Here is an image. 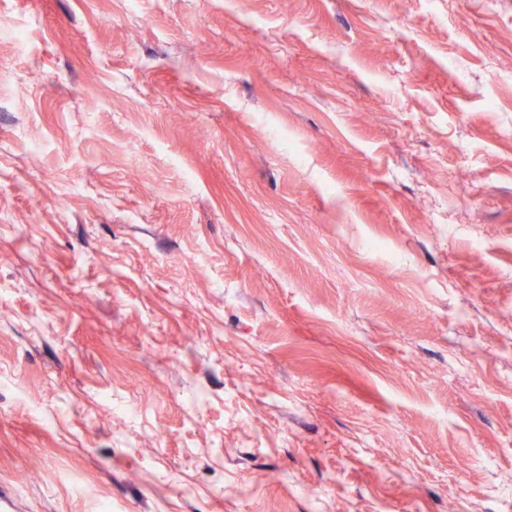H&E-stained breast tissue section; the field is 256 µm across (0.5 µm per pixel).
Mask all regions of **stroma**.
Here are the masks:
<instances>
[{
  "label": "stroma",
  "mask_w": 512,
  "mask_h": 512,
  "mask_svg": "<svg viewBox=\"0 0 512 512\" xmlns=\"http://www.w3.org/2000/svg\"><path fill=\"white\" fill-rule=\"evenodd\" d=\"M0 499L512 512V0H0Z\"/></svg>",
  "instance_id": "1"
}]
</instances>
